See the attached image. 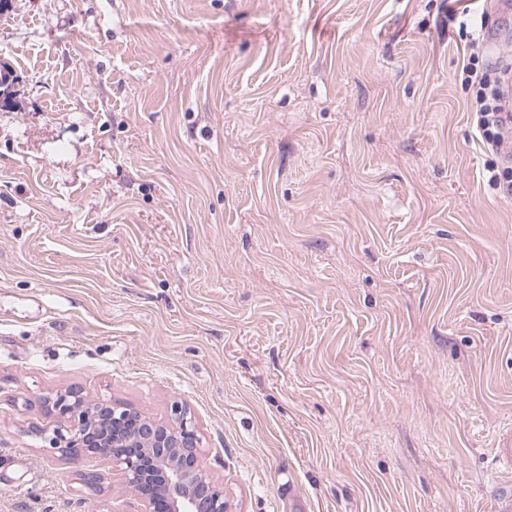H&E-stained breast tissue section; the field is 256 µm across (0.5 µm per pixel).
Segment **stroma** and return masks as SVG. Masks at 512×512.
<instances>
[{"label":"stroma","instance_id":"35a3bbf8","mask_svg":"<svg viewBox=\"0 0 512 512\" xmlns=\"http://www.w3.org/2000/svg\"><path fill=\"white\" fill-rule=\"evenodd\" d=\"M450 0H11L0 12V512H117L68 387L190 411L227 512H492L512 194ZM496 63L512 12L477 0ZM106 471L98 496L80 480Z\"/></svg>","mask_w":512,"mask_h":512}]
</instances>
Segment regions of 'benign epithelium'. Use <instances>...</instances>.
<instances>
[{
  "instance_id": "obj_1",
  "label": "benign epithelium",
  "mask_w": 512,
  "mask_h": 512,
  "mask_svg": "<svg viewBox=\"0 0 512 512\" xmlns=\"http://www.w3.org/2000/svg\"><path fill=\"white\" fill-rule=\"evenodd\" d=\"M56 416L69 424L54 431L49 443L62 458L83 452L119 471L132 500L124 512H226L224 484L199 464L200 437L187 409L174 404L171 423L161 424L120 403H91L75 388L56 393ZM92 493L101 492L104 475L81 474Z\"/></svg>"
}]
</instances>
